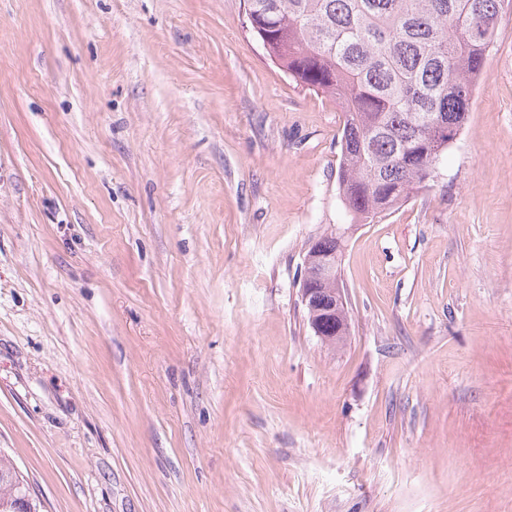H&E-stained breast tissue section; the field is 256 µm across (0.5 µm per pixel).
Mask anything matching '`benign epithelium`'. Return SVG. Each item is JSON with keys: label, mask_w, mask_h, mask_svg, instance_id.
Returning a JSON list of instances; mask_svg holds the SVG:
<instances>
[{"label": "benign epithelium", "mask_w": 512, "mask_h": 512, "mask_svg": "<svg viewBox=\"0 0 512 512\" xmlns=\"http://www.w3.org/2000/svg\"><path fill=\"white\" fill-rule=\"evenodd\" d=\"M301 300L314 334L329 346H339L348 334L349 322L343 285L339 275L340 257L321 248L314 240L305 256Z\"/></svg>", "instance_id": "7a95c632"}]
</instances>
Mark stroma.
Masks as SVG:
<instances>
[{
	"label": "stroma",
	"mask_w": 512,
	"mask_h": 512,
	"mask_svg": "<svg viewBox=\"0 0 512 512\" xmlns=\"http://www.w3.org/2000/svg\"><path fill=\"white\" fill-rule=\"evenodd\" d=\"M243 0H0V454L42 512H512V5L372 224ZM347 225L350 332L300 299Z\"/></svg>",
	"instance_id": "1"
}]
</instances>
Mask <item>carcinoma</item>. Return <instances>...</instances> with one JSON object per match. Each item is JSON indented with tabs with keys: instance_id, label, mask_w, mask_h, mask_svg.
<instances>
[{
	"instance_id": "cac0c4a2",
	"label": "carcinoma",
	"mask_w": 512,
	"mask_h": 512,
	"mask_svg": "<svg viewBox=\"0 0 512 512\" xmlns=\"http://www.w3.org/2000/svg\"><path fill=\"white\" fill-rule=\"evenodd\" d=\"M505 0H245L288 78L345 112L338 190L371 224L425 186L462 130ZM19 496L0 458V512Z\"/></svg>"
}]
</instances>
